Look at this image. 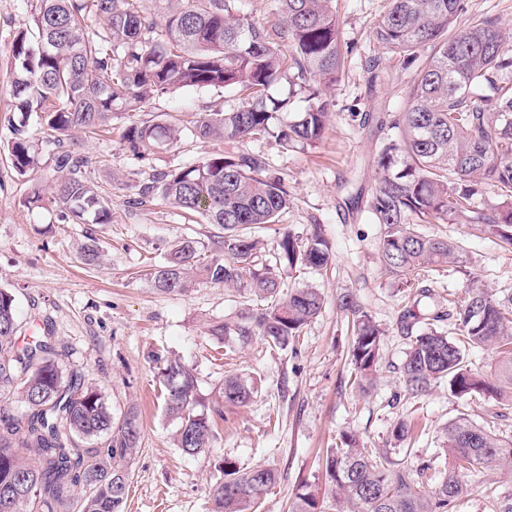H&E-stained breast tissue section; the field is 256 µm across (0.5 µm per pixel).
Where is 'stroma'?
Listing matches in <instances>:
<instances>
[{"mask_svg": "<svg viewBox=\"0 0 512 512\" xmlns=\"http://www.w3.org/2000/svg\"><path fill=\"white\" fill-rule=\"evenodd\" d=\"M389 0H338L342 36L352 51L329 95L331 120L322 141L311 146L282 147L275 139L248 142L279 171L292 196L282 223L257 230L260 254L272 260L283 230L309 237L320 225L335 255L330 270L289 268L278 263L285 287L319 288L326 304L288 348L255 340L228 350L210 336V324L234 316L243 304L238 292L200 284L182 294H161L143 272L161 263L169 242L210 234L207 224H187L161 201L132 209L126 204L139 189L141 172L172 171L204 157L223 153L218 139H197L188 128L196 117L236 105L234 92L185 90L153 99L149 117L169 113L187 131L180 142L139 160L122 140L125 119L113 120L103 136L90 140L87 177L112 202L108 224H63L49 196L57 181L50 159H43L42 207L28 209L22 200L31 190L8 157L11 97L6 79L14 37L27 20L28 0H0V288L12 292L23 336L51 323L58 345L68 351V367L101 390L114 416L135 409L141 424L133 459V479L125 512H210L211 491L221 482L225 460L241 467L264 466L277 482L262 498L259 512H287L297 486L319 493L324 512H334L323 461L340 434L356 436L370 448L390 446L398 420L411 423L407 440L411 463L440 452L443 430L460 413L493 432L512 435V397L453 396L440 383L421 396L407 393L400 367L407 341L397 319L412 302L383 270L378 255L380 225L365 204L344 205L353 186L371 189L372 155L380 137L359 127L360 112L397 111L412 71L380 48L372 30ZM491 19L512 31V0H464L458 24L465 27ZM421 233L444 234L461 242L466 261L459 267L431 266L424 278L439 301L461 292L470 281L494 292L512 293V252L494 238L457 221L420 225ZM97 240L104 252L100 265L84 266L77 258L82 245ZM359 298L386 330L384 358L369 392L351 385V333L336 307L343 292ZM176 360L192 368L197 395L212 409L213 440L204 452L188 455L176 445L179 422L166 413L158 397L161 361ZM251 378L257 393L243 407L223 405L224 377Z\"/></svg>", "mask_w": 512, "mask_h": 512, "instance_id": "1", "label": "stroma"}]
</instances>
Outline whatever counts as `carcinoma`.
Returning a JSON list of instances; mask_svg holds the SVG:
<instances>
[{
	"label": "carcinoma",
	"instance_id": "cac0c4a2",
	"mask_svg": "<svg viewBox=\"0 0 512 512\" xmlns=\"http://www.w3.org/2000/svg\"><path fill=\"white\" fill-rule=\"evenodd\" d=\"M275 2L273 19L260 21L244 11L243 0H36L8 65L11 111L18 114L9 158L19 176H31L40 169L41 152L29 120L52 132L45 147L61 173L53 203L65 224L112 223L111 203L87 179L89 157L74 133L106 131L116 115L142 112L152 99L180 89L237 92L236 106L206 112L190 128L196 138L224 141L228 151L154 173L127 201L138 208L160 199L183 218L218 229L207 243L175 240L146 276L162 294L185 293L201 282L248 294L251 304L234 319L209 328L231 351L257 337L287 348L325 303L310 285L283 288L273 269L260 264L251 234L280 223L291 195L264 155L238 145L261 138L283 146L323 139L331 116L325 90L344 65L336 0ZM462 11L463 0H390L373 29L388 53L417 68L399 111L363 118L395 131L374 154L375 184L366 204L374 223L383 226L382 266L414 290L412 305L398 317L408 339L400 367L406 391L423 394L446 380L456 397L499 396L512 390V294L498 296L474 281L443 307L422 284L420 271L461 264L464 249L414 228L451 216L512 251V82L502 78L512 71V34L490 19L460 28ZM282 76L310 91L304 110L285 124L279 112L286 102L269 94ZM182 132L171 121L131 120L123 140L145 160L180 141ZM488 182L500 198L480 208L475 199ZM277 247L278 258L292 267L323 271L334 260L317 224L304 241L284 230ZM336 305L351 315L354 382L365 392L382 360L385 330L354 295L338 296ZM445 322L459 336L439 331ZM19 328L15 297L1 288L0 393H18L27 411L21 417L0 411V512H122L139 442L137 415L129 410L114 424L101 392L67 368L66 348L54 344L51 326L20 350ZM471 349L495 353V380L468 369ZM161 375L166 410L180 421L178 447L189 455L204 451L212 432L207 413L197 410L192 370L174 360ZM254 393L246 376L224 377V403L244 406ZM102 439L107 443L100 448L87 445ZM444 447L449 460L439 470L434 460L410 465L390 448H365L343 435L325 458L336 512H452L471 490L467 476L493 490L491 508L512 512V492L498 486L500 473L512 475V438L462 414L446 426ZM429 470L438 481L427 490ZM275 482L271 469L242 471L226 459L211 512H256ZM318 508V496L306 484L288 503V512Z\"/></svg>",
	"mask_w": 512,
	"mask_h": 512
}]
</instances>
